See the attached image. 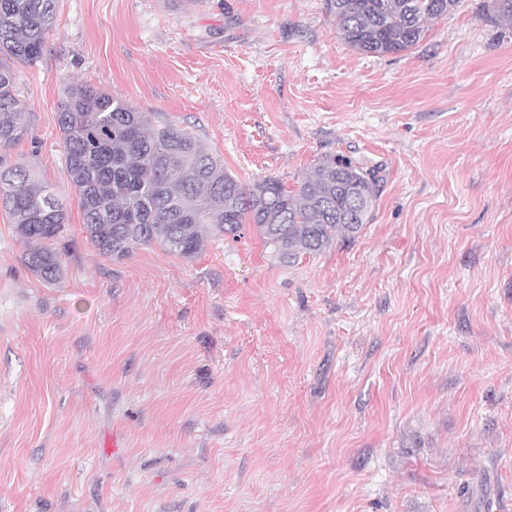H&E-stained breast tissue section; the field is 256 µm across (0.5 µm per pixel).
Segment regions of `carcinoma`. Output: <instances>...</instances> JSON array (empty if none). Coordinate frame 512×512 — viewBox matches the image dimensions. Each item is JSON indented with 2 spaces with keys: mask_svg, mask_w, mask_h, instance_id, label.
<instances>
[{
  "mask_svg": "<svg viewBox=\"0 0 512 512\" xmlns=\"http://www.w3.org/2000/svg\"><path fill=\"white\" fill-rule=\"evenodd\" d=\"M459 2L327 0V9L348 46L386 56L417 46ZM57 7L58 0H0V208L26 247L27 267L47 282L60 276L47 242L62 232L65 207L26 164L4 158L29 132L21 122L25 105L16 95V65L42 56ZM58 126L86 234L112 259L153 242L192 258L203 247L205 227L235 238L250 224L280 260L294 264L325 251L339 233L356 235L377 198L374 171L334 156L291 190L271 177L245 187L192 134L154 127L147 113L89 83L65 89ZM351 189L362 205L349 221L344 211Z\"/></svg>",
  "mask_w": 512,
  "mask_h": 512,
  "instance_id": "obj_1",
  "label": "carcinoma"
}]
</instances>
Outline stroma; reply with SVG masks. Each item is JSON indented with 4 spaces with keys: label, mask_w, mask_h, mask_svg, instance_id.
Returning a JSON list of instances; mask_svg holds the SVG:
<instances>
[{
    "label": "stroma",
    "mask_w": 512,
    "mask_h": 512,
    "mask_svg": "<svg viewBox=\"0 0 512 512\" xmlns=\"http://www.w3.org/2000/svg\"><path fill=\"white\" fill-rule=\"evenodd\" d=\"M87 82L242 185L375 166L372 218L286 266L253 229L104 257L58 106ZM66 224L46 282L0 210V512H512V27L462 0L410 51L327 0H59L19 67Z\"/></svg>",
    "instance_id": "1"
}]
</instances>
